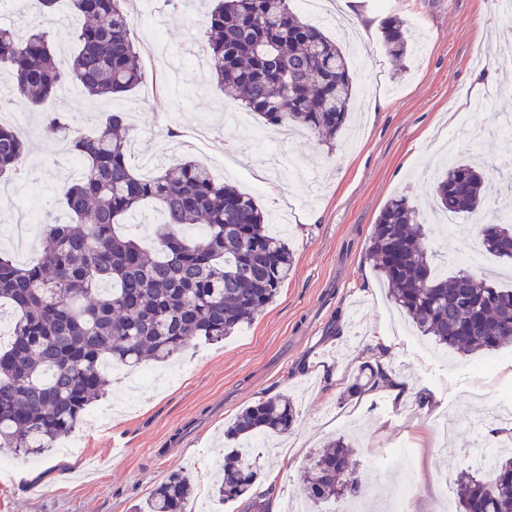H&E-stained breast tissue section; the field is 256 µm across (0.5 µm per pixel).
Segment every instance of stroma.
<instances>
[{"label":"stroma","mask_w":512,"mask_h":512,"mask_svg":"<svg viewBox=\"0 0 512 512\" xmlns=\"http://www.w3.org/2000/svg\"><path fill=\"white\" fill-rule=\"evenodd\" d=\"M144 10L147 21L131 31L145 73L139 87L109 101L54 98L18 124L26 152L19 175L0 180V254L21 264L38 257L41 218L63 217L57 190L77 176L69 154L42 133L46 115H67L75 130L89 133L107 113L145 99L148 107L129 129L132 166L147 174L186 157L204 164L266 214L287 219L293 266L278 297L250 324L219 343L195 341L168 365L173 384L141 395L113 377L92 406L110 409L107 424L76 427L80 452L60 445L33 467L18 457L12 474L0 475V512H130L172 471L214 482L227 427L245 406L276 394L296 402L297 421L281 438L291 453L260 457L261 480L249 499L222 503L211 494L191 501L192 512H246L250 500L269 492L286 506L309 456L340 435L355 446L372 501L383 502L411 477L420 488L414 512H438L441 477L475 467L472 423L512 396V378L502 371L512 364V348L469 356L441 348L433 360L426 337L401 345L390 328L405 316L366 250L381 209L397 195H409L431 226L432 247L451 262L479 245L480 225L512 212V164L500 160L497 130L499 117L512 115V25L493 0H392L385 9L358 0L343 21L356 40L347 50L356 100L347 131L332 145L312 133L289 135L272 168L264 143L223 120L221 109L233 99L187 65L204 43L199 0L164 11L146 0ZM391 15L421 36L419 48L400 60L383 42L381 24ZM479 82L497 93L472 115L455 156L478 159L487 170L484 199L478 214L453 216L457 230L446 235L431 184L443 168V140ZM366 362L382 363L402 381V401L381 392L345 397ZM421 391L436 407L455 403L448 439L423 444L431 413L415 400ZM407 441L415 449L410 463L400 449Z\"/></svg>","instance_id":"stroma-1"}]
</instances>
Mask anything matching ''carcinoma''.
I'll return each mask as SVG.
<instances>
[{"mask_svg":"<svg viewBox=\"0 0 512 512\" xmlns=\"http://www.w3.org/2000/svg\"><path fill=\"white\" fill-rule=\"evenodd\" d=\"M60 0H27L25 33L0 27V66L11 76L10 102L30 110L66 85L111 98L144 79L130 37L134 19L126 0H68L82 19L79 48L62 66L44 25ZM203 51L216 85L241 97L244 108L274 127L321 134L344 128L353 101L349 62L336 40L303 19L290 0H217L203 19ZM389 53L403 58L410 42L402 22L382 25ZM69 130L53 115L44 131ZM69 152L80 177L58 190L68 220L44 225L46 245L36 263L0 256V317L12 339L0 348V449L42 456L71 433L104 394V368H139L148 357L166 363L197 339L220 342L274 302L288 279L292 252L269 233L255 198L216 180L209 169L183 159L151 175L135 171L124 117L110 113L92 135L74 132ZM25 143L0 124V177L17 172ZM485 190L484 169L455 161L434 179V205L473 214ZM146 203L165 220L157 245L144 249L118 231ZM418 210L405 196L391 199L373 226L367 256L392 285L395 303L424 336L458 354H490L512 345V289L463 268L440 275ZM205 226L196 238L181 227ZM482 248L512 260V219L480 228ZM379 375L363 365L346 396ZM296 422L293 401L274 395L242 409L227 430L220 502L244 498L261 475L247 443L287 433ZM354 448L334 439L305 467L304 498L318 512L329 502L360 497ZM460 512H512V456L496 459L457 480ZM192 477L171 473L135 512H185Z\"/></svg>","mask_w":512,"mask_h":512,"instance_id":"carcinoma-1","label":"carcinoma"}]
</instances>
